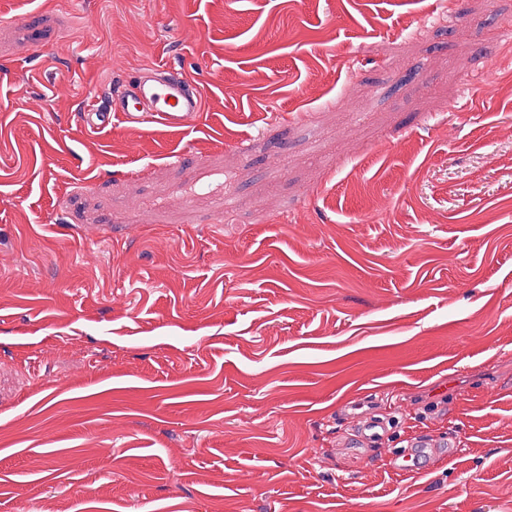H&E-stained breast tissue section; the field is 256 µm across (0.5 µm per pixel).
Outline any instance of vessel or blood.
Wrapping results in <instances>:
<instances>
[{
	"mask_svg": "<svg viewBox=\"0 0 512 512\" xmlns=\"http://www.w3.org/2000/svg\"><path fill=\"white\" fill-rule=\"evenodd\" d=\"M202 108L201 93L184 73L169 67L148 66L116 88L111 108H87L83 117L93 128L106 127L117 116L130 125L158 123L179 130L195 120ZM355 419L363 446L378 443L389 431L388 421L372 410L357 413ZM428 448L427 440H409L406 448L394 456L395 467L402 471L420 468L429 455Z\"/></svg>",
	"mask_w": 512,
	"mask_h": 512,
	"instance_id": "b4317fda",
	"label": "vessel or blood"
}]
</instances>
